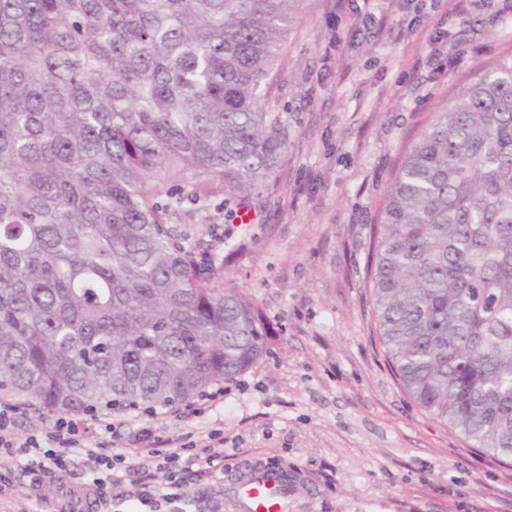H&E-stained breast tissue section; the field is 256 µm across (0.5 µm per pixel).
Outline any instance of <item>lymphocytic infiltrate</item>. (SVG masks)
Listing matches in <instances>:
<instances>
[{"label": "lymphocytic infiltrate", "mask_w": 512, "mask_h": 512, "mask_svg": "<svg viewBox=\"0 0 512 512\" xmlns=\"http://www.w3.org/2000/svg\"><path fill=\"white\" fill-rule=\"evenodd\" d=\"M17 405L0 400V457L24 470L47 474L54 469H63L74 453L81 452L94 459L99 473L88 493L99 494L102 486L123 487L130 474L160 476L165 490L158 497L146 499L147 512H183L181 505L188 499L185 475L192 468L212 474L224 469V443L211 442L205 445L189 443L182 451H167L166 442L156 438L138 448H127L112 455L99 453L86 447L84 441L91 429L105 425V418L97 412L88 417L75 418L58 415L52 433L21 435L16 430Z\"/></svg>", "instance_id": "1"}]
</instances>
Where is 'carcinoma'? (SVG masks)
<instances>
[{
  "label": "carcinoma",
  "instance_id": "cac0c4a2",
  "mask_svg": "<svg viewBox=\"0 0 512 512\" xmlns=\"http://www.w3.org/2000/svg\"><path fill=\"white\" fill-rule=\"evenodd\" d=\"M305 4L0 0L1 397L151 412L267 354L265 313L171 219L279 167L262 83ZM367 275L407 394L512 461V53L399 158Z\"/></svg>",
  "mask_w": 512,
  "mask_h": 512
}]
</instances>
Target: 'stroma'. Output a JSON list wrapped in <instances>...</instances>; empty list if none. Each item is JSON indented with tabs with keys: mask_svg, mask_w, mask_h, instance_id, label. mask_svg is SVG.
<instances>
[{
	"mask_svg": "<svg viewBox=\"0 0 512 512\" xmlns=\"http://www.w3.org/2000/svg\"><path fill=\"white\" fill-rule=\"evenodd\" d=\"M506 0H309L263 84L287 136L243 208L216 184L179 222L224 262L277 330L223 400L148 414L111 410L88 446L129 448L151 429L170 449L222 433L223 477H186L189 512H243L250 466L282 470L286 512H512V462L470 447L403 390L379 342L367 281L373 226L402 151L464 77L512 50ZM86 456L47 476L0 462V512H58L92 481Z\"/></svg>",
	"mask_w": 512,
	"mask_h": 512,
	"instance_id": "1",
	"label": "stroma"
}]
</instances>
